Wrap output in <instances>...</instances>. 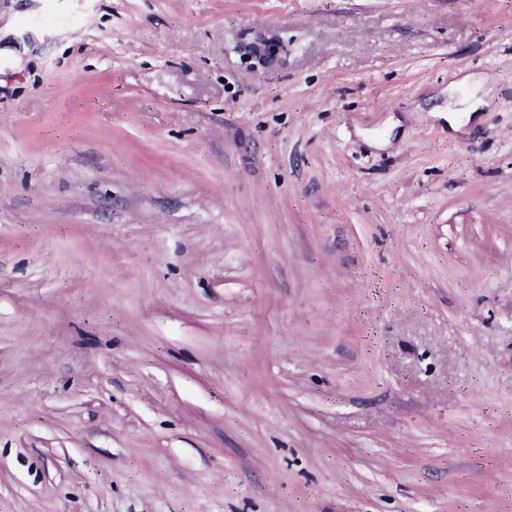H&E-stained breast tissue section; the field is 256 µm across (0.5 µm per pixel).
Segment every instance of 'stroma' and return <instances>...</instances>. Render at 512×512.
<instances>
[{"label":"stroma","instance_id":"1","mask_svg":"<svg viewBox=\"0 0 512 512\" xmlns=\"http://www.w3.org/2000/svg\"><path fill=\"white\" fill-rule=\"evenodd\" d=\"M9 23L0 512H512V0Z\"/></svg>","mask_w":512,"mask_h":512}]
</instances>
